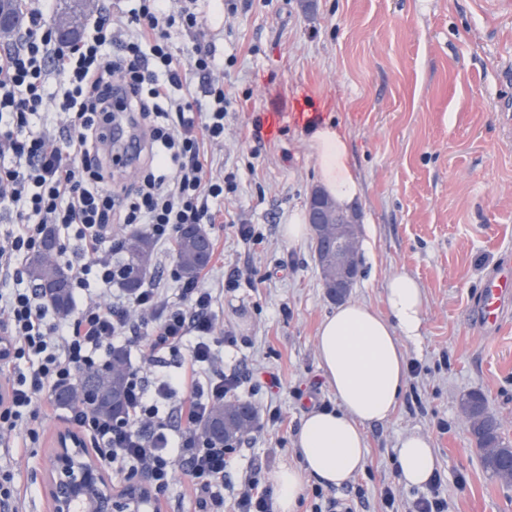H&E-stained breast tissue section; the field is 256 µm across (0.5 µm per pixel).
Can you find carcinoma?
Returning <instances> with one entry per match:
<instances>
[{
	"instance_id": "1",
	"label": "carcinoma",
	"mask_w": 512,
	"mask_h": 512,
	"mask_svg": "<svg viewBox=\"0 0 512 512\" xmlns=\"http://www.w3.org/2000/svg\"><path fill=\"white\" fill-rule=\"evenodd\" d=\"M2 11L9 13L14 22H23V0H0V12ZM81 14V0H71L66 11L58 18L57 28L65 31L72 42L80 36L78 19ZM57 249L56 236L52 233L47 234L41 246L29 258L28 274L45 305L56 315L67 317L73 310V294L67 271L54 258ZM124 249V286L133 293L141 287L149 273L154 240L148 233H136L125 242ZM174 252L179 276L185 280H194L210 261L212 241L201 225L184 224L175 241ZM128 369L127 353L121 348H114L103 368L82 374L76 384L59 389L55 394V402L61 407L88 409L98 415L122 420L127 413ZM461 409L468 420L476 446L482 453L484 468L496 479L511 484L512 468L497 462L493 452H486V449L492 448L494 452L512 457V444L501 436L500 425L488 413L484 398L472 393L463 399ZM229 412L245 429L256 419L254 406L236 401L215 407L198 424L200 433L216 445L224 444V415Z\"/></svg>"
}]
</instances>
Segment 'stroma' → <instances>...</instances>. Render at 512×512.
Returning a JSON list of instances; mask_svg holds the SVG:
<instances>
[{"label":"stroma","mask_w":512,"mask_h":512,"mask_svg":"<svg viewBox=\"0 0 512 512\" xmlns=\"http://www.w3.org/2000/svg\"><path fill=\"white\" fill-rule=\"evenodd\" d=\"M200 0L203 22L171 29L183 50L210 46L226 61L234 102L224 141L206 148L218 176L235 175L216 221L204 287L219 291L215 334L234 337L224 366L248 373L257 411L277 423L249 431L232 461L224 512L262 460L264 483L299 462L294 440L313 408L336 407L318 361L317 333L337 301L323 285L315 240L293 244L281 227L306 210L319 186L306 128L331 123L347 137L363 194L354 204L360 275L349 300L385 312V288L398 272L425 293L423 336L407 350L419 365L392 417L366 429V467L326 496L354 512H397L419 494L397 470L401 435H428L439 461L448 512H512V484L483 467L461 401L481 393L512 442V302L489 333L474 318L493 273L512 270V7L501 0ZM241 224L256 236L243 239ZM277 375L281 386L269 390ZM70 409L24 419L0 440L24 512H49L44 463Z\"/></svg>","instance_id":"obj_1"}]
</instances>
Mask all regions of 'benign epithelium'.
<instances>
[{
    "mask_svg": "<svg viewBox=\"0 0 512 512\" xmlns=\"http://www.w3.org/2000/svg\"><path fill=\"white\" fill-rule=\"evenodd\" d=\"M307 212L315 236L329 244L316 258L329 286L336 288V299L341 300L359 276L357 217L321 190L312 193ZM44 484L50 512H139L143 503L135 490L139 483L112 487L106 461L89 454L82 437L70 431L57 435L44 470Z\"/></svg>",
    "mask_w": 512,
    "mask_h": 512,
    "instance_id": "benign-epithelium-1",
    "label": "benign epithelium"
}]
</instances>
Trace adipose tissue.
Masks as SVG:
<instances>
[{
  "label": "adipose tissue",
  "mask_w": 512,
  "mask_h": 512,
  "mask_svg": "<svg viewBox=\"0 0 512 512\" xmlns=\"http://www.w3.org/2000/svg\"><path fill=\"white\" fill-rule=\"evenodd\" d=\"M310 149L319 163V182L340 207L363 193L351 165L345 134L330 124L311 126ZM387 314L348 302L337 305L321 324L320 366L336 394L338 408L312 410L296 435L298 465L273 475L278 512H296L306 477L342 486L365 467L363 448L367 426L390 418L407 385L405 352L419 345L423 327V290L401 272L386 290ZM400 481L426 486L437 471V459L427 436L411 432L399 440Z\"/></svg>",
  "instance_id": "adipose-tissue-1"
}]
</instances>
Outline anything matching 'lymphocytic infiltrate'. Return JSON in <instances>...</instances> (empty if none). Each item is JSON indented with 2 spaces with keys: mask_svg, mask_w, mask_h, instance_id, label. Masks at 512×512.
Wrapping results in <instances>:
<instances>
[{
  "mask_svg": "<svg viewBox=\"0 0 512 512\" xmlns=\"http://www.w3.org/2000/svg\"><path fill=\"white\" fill-rule=\"evenodd\" d=\"M29 24L0 51V214L14 217L0 235V437L25 416L52 405L55 391L103 367L116 340L145 342L148 359L165 361L189 345L174 375H128L123 421L72 411L70 424L98 454L132 479L143 478L162 503L174 470L186 466L200 512H224L231 451L198 430L215 404L238 400L242 374L225 371L214 335L212 289L182 282L176 300L151 283L116 296L123 278L116 224H144L170 247L184 224H211L224 181L205 165V144L224 140L232 100L218 80L202 96L186 94L190 76L216 66L208 48L175 53L169 30L193 29L201 16L172 0H137L124 15L100 11L73 45L58 42L47 18L53 0H26ZM55 95H47L49 84ZM146 122L151 160L124 195L112 192V157L101 133L114 111ZM72 242V287L93 289L73 318L58 319L35 289L17 287L21 266L47 233Z\"/></svg>",
  "mask_w": 512,
  "mask_h": 512,
  "instance_id": "obj_1",
  "label": "lymphocytic infiltrate"
}]
</instances>
